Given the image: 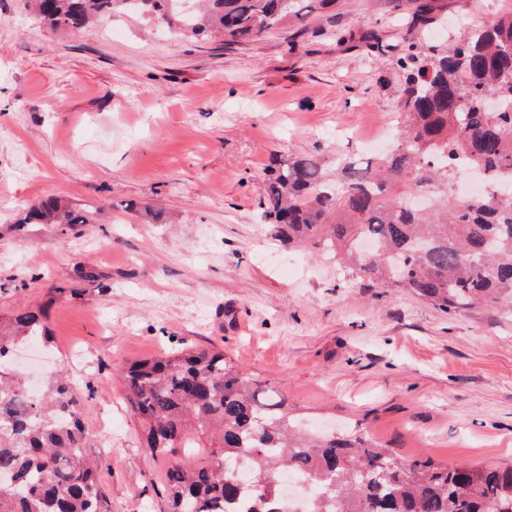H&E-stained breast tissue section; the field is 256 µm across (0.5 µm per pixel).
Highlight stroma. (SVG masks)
<instances>
[{
	"label": "stroma",
	"instance_id": "stroma-1",
	"mask_svg": "<svg viewBox=\"0 0 512 512\" xmlns=\"http://www.w3.org/2000/svg\"><path fill=\"white\" fill-rule=\"evenodd\" d=\"M499 4L436 0L445 23L423 31L406 0H348L227 46L126 15L55 30L0 0V315L46 314L112 512H167L168 462L141 447L120 367L195 348L401 461L512 465V316L350 280L281 246L259 208L288 157L360 154L395 126L404 42L449 44ZM49 195L100 222L22 223Z\"/></svg>",
	"mask_w": 512,
	"mask_h": 512
}]
</instances>
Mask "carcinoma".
<instances>
[{"instance_id":"1","label":"carcinoma","mask_w":512,"mask_h":512,"mask_svg":"<svg viewBox=\"0 0 512 512\" xmlns=\"http://www.w3.org/2000/svg\"><path fill=\"white\" fill-rule=\"evenodd\" d=\"M29 0L53 29L80 30L117 14L196 39L254 40L276 28L303 30L310 15L342 0ZM413 24L436 20L433 0H409ZM392 148L332 165L296 155L280 165L259 201L275 240L320 253L354 280L407 288L445 313L476 305L512 313V199L463 198L467 167L512 186V0L462 32L452 48L409 43ZM89 213L58 198L31 208L25 224H88ZM50 342L40 311L0 316V512H112L86 456L79 401L50 378L28 397L12 355ZM119 381L143 427L142 447L170 460L168 512H284L275 479L302 473L321 488L312 512H512V468L404 463L352 429L305 428L302 409L264 393L217 349H196L124 366ZM198 439L206 462L171 459ZM252 460L251 482L234 476Z\"/></svg>"}]
</instances>
